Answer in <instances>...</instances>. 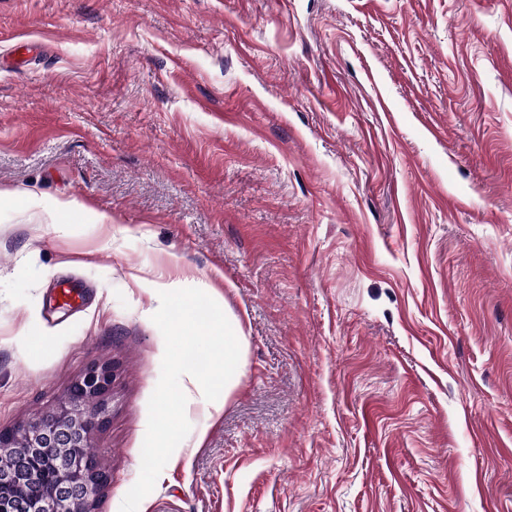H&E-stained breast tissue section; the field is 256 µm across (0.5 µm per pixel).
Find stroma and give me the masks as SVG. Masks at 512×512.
Masks as SVG:
<instances>
[{
	"label": "stroma",
	"instance_id": "35a3bbf8",
	"mask_svg": "<svg viewBox=\"0 0 512 512\" xmlns=\"http://www.w3.org/2000/svg\"><path fill=\"white\" fill-rule=\"evenodd\" d=\"M0 191V429L112 363L96 512H512V0H0ZM179 268L248 348L171 466Z\"/></svg>",
	"mask_w": 512,
	"mask_h": 512
}]
</instances>
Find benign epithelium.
I'll return each instance as SVG.
<instances>
[{
	"label": "benign epithelium",
	"instance_id": "1",
	"mask_svg": "<svg viewBox=\"0 0 512 512\" xmlns=\"http://www.w3.org/2000/svg\"><path fill=\"white\" fill-rule=\"evenodd\" d=\"M112 378V365L94 364L39 418L0 430V448H21L16 468L0 471V512L16 483L30 487L26 512H94L110 475L86 449L107 419Z\"/></svg>",
	"mask_w": 512,
	"mask_h": 512
}]
</instances>
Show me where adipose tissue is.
<instances>
[{
  "label": "adipose tissue",
  "instance_id": "1",
  "mask_svg": "<svg viewBox=\"0 0 512 512\" xmlns=\"http://www.w3.org/2000/svg\"><path fill=\"white\" fill-rule=\"evenodd\" d=\"M161 297L160 304L153 308L155 317H164L168 311H176L174 322L168 328L173 337L185 335L219 336L223 339L224 359L212 363L209 371L199 374L185 373L179 380L177 392L180 397L179 405H165L157 416L155 436L157 445L171 449L170 463H177L180 454L190 448L199 447L201 438H185L181 435V420L194 407H202L208 418L219 417L235 390L239 376L246 362L247 343L242 326L238 319L232 316L224 307L219 297L211 296L210 304L213 309V323L201 329L196 325L195 309L198 295L209 294L207 283L197 282L194 291H186L182 281L160 283L155 287Z\"/></svg>",
  "mask_w": 512,
  "mask_h": 512
}]
</instances>
